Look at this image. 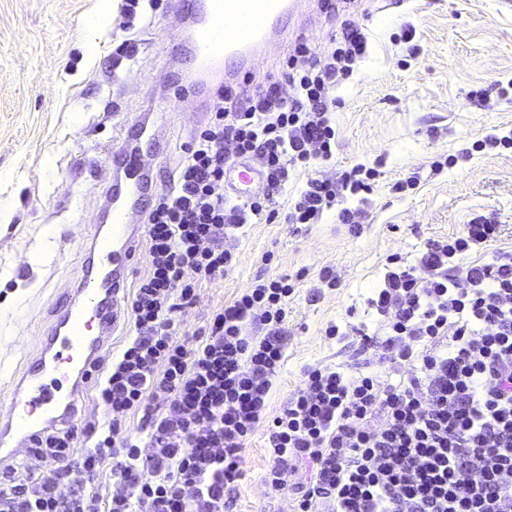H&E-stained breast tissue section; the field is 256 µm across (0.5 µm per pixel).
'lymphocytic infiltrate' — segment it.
Masks as SVG:
<instances>
[{"label":"lymphocytic infiltrate","mask_w":512,"mask_h":512,"mask_svg":"<svg viewBox=\"0 0 512 512\" xmlns=\"http://www.w3.org/2000/svg\"><path fill=\"white\" fill-rule=\"evenodd\" d=\"M323 8L339 20L327 50L297 42L278 77L214 96L144 214L147 272L126 295L127 336L92 380L103 419L44 434L28 462L1 461L0 512H224L260 431L264 482L291 492L295 512H512V249L497 248L495 222L429 241L412 261L388 257L368 299L385 337L327 327L380 350L398 382L309 366L267 415L288 351L286 275L212 311L194 343L176 338L202 284L234 270L224 240L244 225L313 224L333 208L351 235L363 231L362 210L338 205L370 190L378 171L363 163L308 178L287 214L276 207L292 170L333 159L336 91L367 53L362 28L331 0ZM239 160L263 174L244 202L224 193Z\"/></svg>","instance_id":"f902f5d3"}]
</instances>
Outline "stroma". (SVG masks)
<instances>
[{
  "label": "stroma",
  "mask_w": 512,
  "mask_h": 512,
  "mask_svg": "<svg viewBox=\"0 0 512 512\" xmlns=\"http://www.w3.org/2000/svg\"><path fill=\"white\" fill-rule=\"evenodd\" d=\"M100 0H0V386L20 367L49 322L58 300L82 275L74 238L103 200L101 175L120 143L136 144L145 158L170 171L195 129L186 103L164 88L191 70V54L173 34L174 0H163L138 37L135 63L113 52L126 37L121 0L101 14ZM352 19L366 30L368 52L354 78L339 89L333 114L336 152L316 177L333 179L354 164L380 161L381 174L366 198H347L366 213L361 236H350L324 212L294 231L286 223H255L225 240L238 263L223 278L204 283L197 304L181 316L177 335L192 342L209 313L231 302L256 278L290 274L287 358L268 404L287 405L306 366L390 378L394 370L359 337L336 342L328 325L365 324L384 333L366 299L398 253L415 258L425 245L493 216L502 226L501 248H512V153L475 150L496 128L512 129V13L498 0H396L381 11L378 0H352ZM412 25L417 57L394 37ZM279 47L256 60L251 77L264 80L296 38L324 47L330 26L316 0L302 15H284ZM162 116L165 142L155 149L137 134L141 114ZM454 157L432 171V161ZM415 177L413 190L393 184ZM332 269L340 285L322 287L318 274ZM265 438L245 450L246 475L233 492L236 512H292L288 493L263 484Z\"/></svg>",
  "instance_id": "obj_1"
}]
</instances>
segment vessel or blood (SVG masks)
<instances>
[{"instance_id":"1","label":"vessel or blood","mask_w":512,"mask_h":512,"mask_svg":"<svg viewBox=\"0 0 512 512\" xmlns=\"http://www.w3.org/2000/svg\"><path fill=\"white\" fill-rule=\"evenodd\" d=\"M294 0H208L197 10L194 0H179L183 20L180 43L196 62L197 77L175 84L176 95L200 101L213 87L238 85L229 74L210 85L226 59L248 56L278 34L276 22L293 11ZM121 176L106 182L108 205L102 221L83 239V274L45 326L35 355L8 382V410L0 415V458L31 447L40 435L73 424L82 411L87 375L123 318L125 289L138 262L137 244L145 203L158 191L154 169L134 151L113 154ZM259 171L246 162L232 166L226 195L245 200L259 190Z\"/></svg>"}]
</instances>
